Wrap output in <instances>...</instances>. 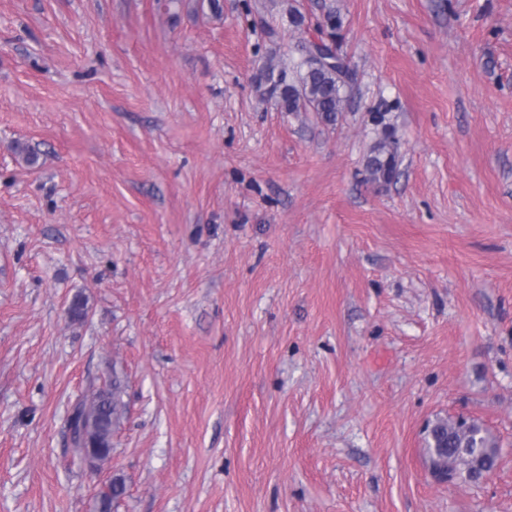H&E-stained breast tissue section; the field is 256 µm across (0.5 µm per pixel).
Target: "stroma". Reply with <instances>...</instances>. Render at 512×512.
<instances>
[{
  "label": "stroma",
  "instance_id": "1",
  "mask_svg": "<svg viewBox=\"0 0 512 512\" xmlns=\"http://www.w3.org/2000/svg\"><path fill=\"white\" fill-rule=\"evenodd\" d=\"M220 5L0 0V512L114 477L112 512H512V0ZM331 12L333 125L253 81ZM111 379L91 469L66 421ZM460 415L481 484L426 467ZM386 113L376 112L372 121L379 130V139L365 157V171L369 179L379 185L392 183L399 174L400 154L393 125L387 121ZM499 460L497 440L476 420H439L428 429L427 468L438 473L439 482L479 483L496 470Z\"/></svg>",
  "mask_w": 512,
  "mask_h": 512
}]
</instances>
